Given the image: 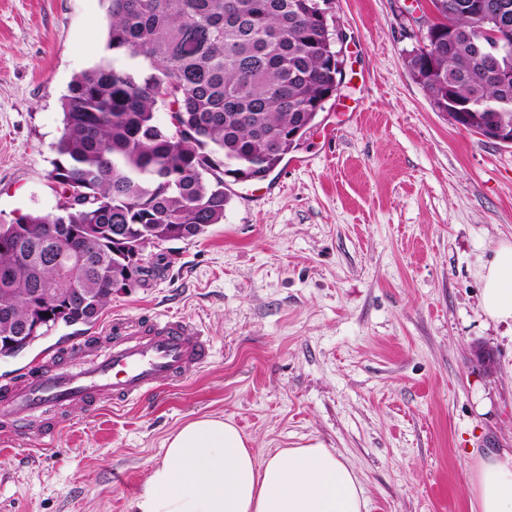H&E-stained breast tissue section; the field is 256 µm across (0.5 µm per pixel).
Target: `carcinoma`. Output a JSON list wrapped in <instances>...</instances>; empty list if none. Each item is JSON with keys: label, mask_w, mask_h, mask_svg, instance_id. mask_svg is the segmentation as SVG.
<instances>
[{"label": "carcinoma", "mask_w": 512, "mask_h": 512, "mask_svg": "<svg viewBox=\"0 0 512 512\" xmlns=\"http://www.w3.org/2000/svg\"><path fill=\"white\" fill-rule=\"evenodd\" d=\"M112 58L75 75L61 100L63 131L49 178L57 211L0 224V336L43 317L38 292H55L61 269L47 259L59 243L42 228L61 224L77 259L68 287L91 294L82 323L112 302V279L129 268V244L146 237L192 240L224 220V177L273 171L336 90L334 40L324 17L333 0H103ZM455 25L473 27V7L444 0ZM411 76L434 107L512 127V48L476 54L466 40L438 38L428 62L413 49ZM176 113L161 124L156 109ZM155 255L138 286L164 275Z\"/></svg>", "instance_id": "obj_1"}]
</instances>
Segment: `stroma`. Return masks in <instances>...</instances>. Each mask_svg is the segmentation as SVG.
Returning a JSON list of instances; mask_svg holds the SVG:
<instances>
[{
    "instance_id": "1",
    "label": "stroma",
    "mask_w": 512,
    "mask_h": 512,
    "mask_svg": "<svg viewBox=\"0 0 512 512\" xmlns=\"http://www.w3.org/2000/svg\"><path fill=\"white\" fill-rule=\"evenodd\" d=\"M428 0H334L342 84L224 221L172 242L164 276L0 361L12 376L116 316L178 314L213 345L145 403L72 409L46 451L0 445V512H134L165 440L229 417L261 458L320 440L367 512H469L477 455L512 448V326L479 271L512 237V146L439 112L405 66ZM100 0H0V220L54 211L60 99L105 57ZM490 357L481 365L479 354Z\"/></svg>"
}]
</instances>
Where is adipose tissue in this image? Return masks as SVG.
Returning a JSON list of instances; mask_svg holds the SVG:
<instances>
[{"label":"adipose tissue","mask_w":512,"mask_h":512,"mask_svg":"<svg viewBox=\"0 0 512 512\" xmlns=\"http://www.w3.org/2000/svg\"><path fill=\"white\" fill-rule=\"evenodd\" d=\"M483 314L512 322V240L500 241L479 272ZM134 512H367L354 470L314 440L258 458L229 418H199L166 441ZM470 512H512V451L483 455Z\"/></svg>","instance_id":"ef3b65f1"}]
</instances>
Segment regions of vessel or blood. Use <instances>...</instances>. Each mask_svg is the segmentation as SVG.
I'll return each instance as SVG.
<instances>
[{
  "mask_svg": "<svg viewBox=\"0 0 512 512\" xmlns=\"http://www.w3.org/2000/svg\"><path fill=\"white\" fill-rule=\"evenodd\" d=\"M100 334L106 353L79 340L0 380L1 443L30 440L52 448L71 408L99 411L147 400L205 367L212 354L208 336L182 316L144 324L116 317ZM71 358L82 359L80 369L68 367Z\"/></svg>",
  "mask_w": 512,
  "mask_h": 512,
  "instance_id": "1",
  "label": "vessel or blood"
}]
</instances>
